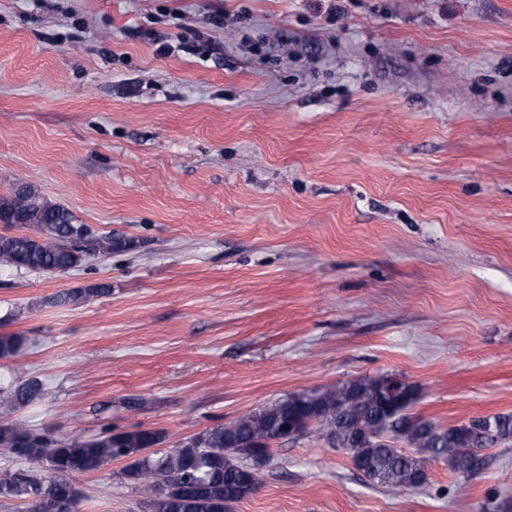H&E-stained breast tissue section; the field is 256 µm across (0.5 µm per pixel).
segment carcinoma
<instances>
[{"label":"carcinoma","mask_w":512,"mask_h":512,"mask_svg":"<svg viewBox=\"0 0 512 512\" xmlns=\"http://www.w3.org/2000/svg\"><path fill=\"white\" fill-rule=\"evenodd\" d=\"M29 227L31 234L0 235V264L16 269L56 273L81 264L86 253L112 239L91 233L69 209L44 197L29 183L0 195V223ZM104 288L61 291L53 302L75 303L104 293ZM18 335L0 336V359L23 346ZM383 375L365 376L333 387L287 395L261 409L213 426L159 453L165 435L157 430L110 427L82 439L43 438L15 422H0V448L19 466L0 471V499L18 501L25 512L53 501L57 512H77L82 498L71 480L114 461L125 460L124 475L150 490L143 512H227L228 506L263 484L259 466L278 441L274 424L288 417L301 421L304 433L345 451L354 467L365 465L372 483L398 493L423 485L428 465L439 460L456 473L479 465L476 450L512 441V413L470 419L442 427L410 412L393 410ZM43 384L29 379L15 387L7 404L24 406L40 399ZM45 464L46 474L28 467Z\"/></svg>","instance_id":"carcinoma-1"}]
</instances>
